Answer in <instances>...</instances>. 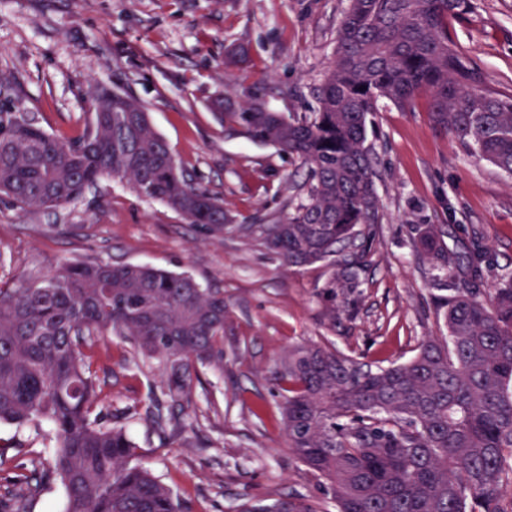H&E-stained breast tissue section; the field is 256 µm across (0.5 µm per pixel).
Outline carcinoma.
Returning <instances> with one entry per match:
<instances>
[{
	"mask_svg": "<svg viewBox=\"0 0 512 512\" xmlns=\"http://www.w3.org/2000/svg\"><path fill=\"white\" fill-rule=\"evenodd\" d=\"M470 0H349L335 58L314 89L312 111L289 119L260 97L211 102L224 127L296 159L307 180L292 211L256 224L257 239L290 266L332 261L328 284L352 294L369 264L379 221L368 116L388 101L411 110L427 96L433 126L512 176V98L481 88L454 49L448 20ZM126 182L190 223L224 233V209L195 186L134 97L102 89L83 133L47 134L24 112H0V194L27 211L82 197L100 179ZM418 254L458 280L437 303L447 329L411 360L372 369L336 348L301 343L279 358L289 451L325 480L322 497L251 499L234 512H512V275L489 301L467 270L449 266L442 229L411 225ZM224 294L186 273L144 264L76 260L35 286L0 288V423L46 421L56 446L28 451L24 472L0 485V504L29 512L55 479L65 512H179L171 489L134 462L122 425H106L97 370L84 349L95 336L129 340L155 359L171 396L194 364L224 357Z\"/></svg>",
	"mask_w": 512,
	"mask_h": 512,
	"instance_id": "1",
	"label": "carcinoma"
}]
</instances>
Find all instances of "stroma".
<instances>
[{
	"instance_id": "stroma-1",
	"label": "stroma",
	"mask_w": 512,
	"mask_h": 512,
	"mask_svg": "<svg viewBox=\"0 0 512 512\" xmlns=\"http://www.w3.org/2000/svg\"><path fill=\"white\" fill-rule=\"evenodd\" d=\"M452 21L457 50L491 93L512 96V0H471ZM348 0H0V110L25 112L60 139L78 137L99 87L136 97L194 184L223 206V234L189 223L127 184L103 178L82 198L25 211L0 196V286L45 279L97 258L188 273L223 291L224 362L197 366L188 392L165 401L171 422L141 419L160 397L155 362L98 336L91 352L105 421L122 424L137 460L174 492L180 512H229L253 498L319 495L322 478L289 452L272 372L288 346L336 347L371 366L416 355L442 335L434 302L454 293L415 252L411 225L443 230L449 254L483 250L478 286L512 272V178L434 128L426 97L413 110L383 102L370 117L380 222L363 284L329 299V263L293 267L252 232L296 202L304 173L275 148L227 131L208 109L233 83L283 115L306 112L328 72ZM51 426L0 424L14 464L43 448Z\"/></svg>"
}]
</instances>
